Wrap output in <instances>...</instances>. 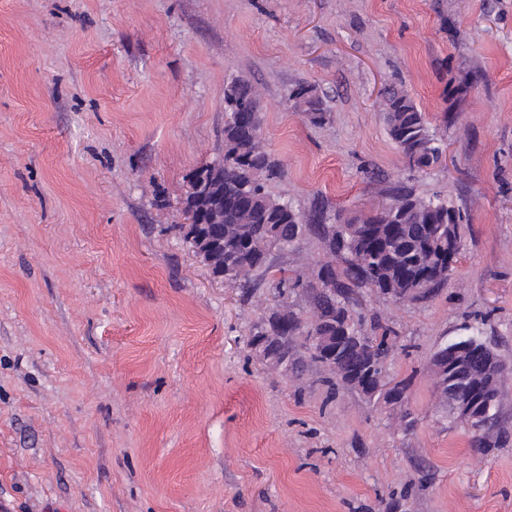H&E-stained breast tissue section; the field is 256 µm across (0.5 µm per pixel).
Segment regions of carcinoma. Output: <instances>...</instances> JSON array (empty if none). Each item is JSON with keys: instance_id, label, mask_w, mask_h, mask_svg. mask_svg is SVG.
Here are the masks:
<instances>
[{"instance_id": "obj_1", "label": "carcinoma", "mask_w": 512, "mask_h": 512, "mask_svg": "<svg viewBox=\"0 0 512 512\" xmlns=\"http://www.w3.org/2000/svg\"><path fill=\"white\" fill-rule=\"evenodd\" d=\"M291 100L292 107L312 121L325 120L327 107L314 87L298 86ZM260 101L259 91L246 79L225 85L224 159L195 169L183 200L191 219L200 206H208V223L189 224L184 239L208 268L224 274V281L239 284L249 299L265 289L284 296L288 279L270 277L273 254L295 245L308 232L321 234L329 254L344 258V267L336 271L331 260L321 265L310 325L302 327L297 314L282 305L254 326L249 344L255 347L258 337H269L263 351L286 373L303 366L294 355V338L340 336L335 359L322 363L328 376L321 382L333 389L338 378L363 393V380L374 384L383 377L389 346L386 337L367 335L363 318L353 316V295L360 288L383 294L387 288H407L421 279L425 291L406 302L435 296L454 269L442 257L463 250V217L438 194L420 197L406 190L345 224L323 223L321 211L304 217L291 201L267 188L281 177L282 168L263 138V115L253 110ZM383 112L388 135L410 167L429 168L440 161L441 139L403 89L386 90ZM498 412L497 405L487 411L479 405L477 415L483 419L465 427L472 444L489 447L491 433L498 443L507 440L498 427Z\"/></svg>"}]
</instances>
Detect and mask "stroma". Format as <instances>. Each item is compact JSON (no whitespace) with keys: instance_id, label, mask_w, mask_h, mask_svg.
I'll return each mask as SVG.
<instances>
[{"instance_id":"obj_1","label":"stroma","mask_w":512,"mask_h":512,"mask_svg":"<svg viewBox=\"0 0 512 512\" xmlns=\"http://www.w3.org/2000/svg\"><path fill=\"white\" fill-rule=\"evenodd\" d=\"M262 93L304 214L405 188L464 217L432 300L364 292L406 401L272 368L274 299L211 279L184 239L193 171L224 157V86ZM397 84L445 138L418 171L380 110ZM315 86L325 121L294 111ZM275 265L309 322L326 261ZM478 328L512 366V0H0V512H512L508 442L444 423L431 356Z\"/></svg>"}]
</instances>
